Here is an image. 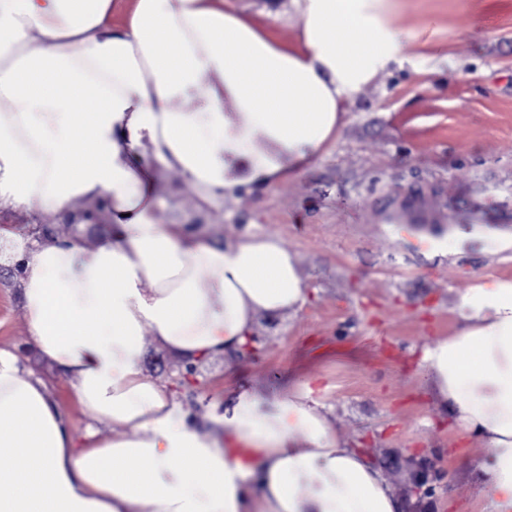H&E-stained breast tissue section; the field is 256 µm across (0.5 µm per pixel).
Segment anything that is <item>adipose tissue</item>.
Masks as SVG:
<instances>
[{
  "label": "adipose tissue",
  "instance_id": "1",
  "mask_svg": "<svg viewBox=\"0 0 512 512\" xmlns=\"http://www.w3.org/2000/svg\"><path fill=\"white\" fill-rule=\"evenodd\" d=\"M283 43L224 0H0V216L105 201L100 242L0 229L38 352L112 425L75 434L45 383L0 348V512H402L383 473L309 387L244 390L208 435L145 376L147 340L189 363L300 309L297 253L274 235L212 241L155 220L166 171L202 204L274 188L336 137L345 103L409 36L397 0H291ZM123 11L120 26L110 17ZM195 101V111L179 101ZM422 351L435 400L487 456L485 512H512V281L469 289Z\"/></svg>",
  "mask_w": 512,
  "mask_h": 512
}]
</instances>
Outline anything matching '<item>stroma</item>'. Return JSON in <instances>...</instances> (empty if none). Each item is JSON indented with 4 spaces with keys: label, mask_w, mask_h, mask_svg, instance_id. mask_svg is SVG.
Segmentation results:
<instances>
[{
    "label": "stroma",
    "mask_w": 512,
    "mask_h": 512,
    "mask_svg": "<svg viewBox=\"0 0 512 512\" xmlns=\"http://www.w3.org/2000/svg\"><path fill=\"white\" fill-rule=\"evenodd\" d=\"M228 8L294 33L290 0H226ZM394 24L409 31L402 65L381 74L345 107L344 124L308 167L276 188L218 207L201 205L176 173L156 184L158 223L206 225L218 242L247 232L278 236L297 252L308 288L298 311L260 318L251 358L233 352L197 365L198 386L176 389L180 358L149 346L144 371L170 387L186 423L213 430V415L242 389L309 385L330 406L341 436L380 468L415 512H483L471 481L483 443L463 433L433 398L423 348L459 325L457 298L512 280V0H401ZM422 196L453 228L385 224L379 214ZM493 214L476 225L466 215ZM18 231L96 245L103 227L36 213L7 217ZM0 347L42 379L74 430L88 424L67 377L29 341L21 288L0 265ZM396 451L402 464L388 461ZM436 461L443 476L418 497L406 464Z\"/></svg>",
    "instance_id": "obj_1"
}]
</instances>
